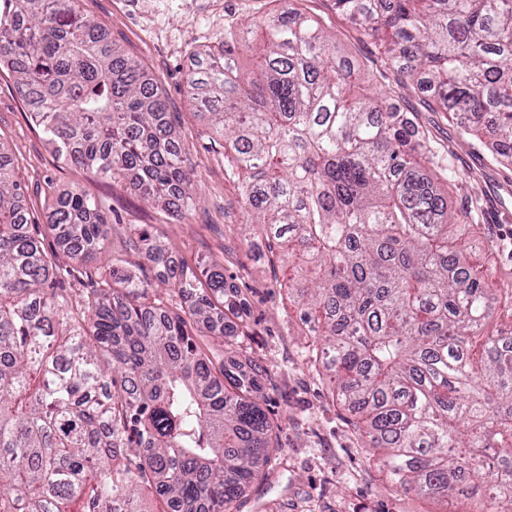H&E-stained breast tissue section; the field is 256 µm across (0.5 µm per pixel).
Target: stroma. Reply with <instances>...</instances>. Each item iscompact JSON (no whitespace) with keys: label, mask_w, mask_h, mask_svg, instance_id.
<instances>
[{"label":"stroma","mask_w":512,"mask_h":512,"mask_svg":"<svg viewBox=\"0 0 512 512\" xmlns=\"http://www.w3.org/2000/svg\"><path fill=\"white\" fill-rule=\"evenodd\" d=\"M78 6L142 66L166 102L172 133L201 183L195 209L184 219L172 218L144 201L133 179L110 180L57 159L31 122L11 71L1 67L0 140L13 156L31 222L43 223L51 198L78 190L101 203L114 223L110 251L123 252L130 225L152 224L176 262L223 264L237 296L234 319L249 327L235 358L260 369L258 400L282 446L265 465V478L240 499L238 512H445L439 500L393 489L319 375L288 292L294 271L286 248L246 224L241 181L216 145L215 131L198 116L187 78L226 34L246 30L259 18L294 10L320 21L359 73L362 88L387 97L426 133L434 152L431 169L451 166L458 173L448 184V206L480 224L481 235L467 243L466 253L487 263L486 284L497 288L504 273H512V167L494 153L492 128L465 133L438 109L429 86L397 79L382 41L358 29L334 0H79Z\"/></svg>","instance_id":"35a3bbf8"}]
</instances>
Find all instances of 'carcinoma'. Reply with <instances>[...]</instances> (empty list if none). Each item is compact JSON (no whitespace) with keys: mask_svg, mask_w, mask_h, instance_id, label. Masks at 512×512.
Masks as SVG:
<instances>
[{"mask_svg":"<svg viewBox=\"0 0 512 512\" xmlns=\"http://www.w3.org/2000/svg\"><path fill=\"white\" fill-rule=\"evenodd\" d=\"M386 38L402 79L479 129L490 119L512 161V0H335ZM266 48L243 84L248 39L231 34L188 76V92L242 177L250 223L288 245L301 322L333 395L397 487L448 512H512V325L448 217V192L418 157L420 132L353 70L317 21L256 22ZM64 161L110 178L136 173L148 202L183 218L199 189L144 70L77 0H0V65ZM0 141V512H237L280 451L257 399L261 378L216 366L190 330L235 307L224 265H178L156 233L104 254L113 225L87 195L52 201L46 228L70 244L73 299L29 223ZM187 300L181 312L174 300ZM484 340L474 359L471 347Z\"/></svg>","mask_w":512,"mask_h":512,"instance_id":"1","label":"carcinoma"}]
</instances>
